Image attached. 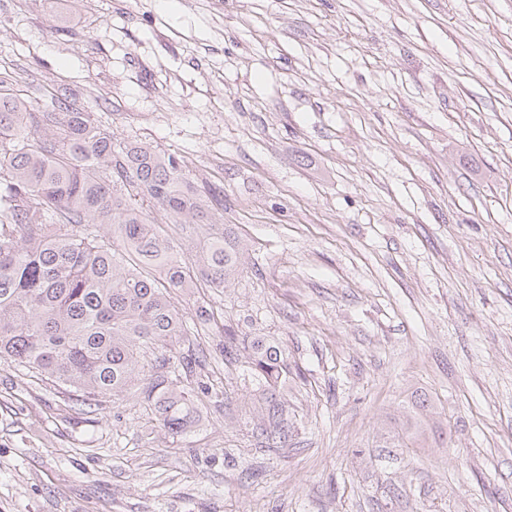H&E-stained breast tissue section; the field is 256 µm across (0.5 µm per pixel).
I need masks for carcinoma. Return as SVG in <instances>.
Listing matches in <instances>:
<instances>
[{
    "label": "carcinoma",
    "instance_id": "carcinoma-1",
    "mask_svg": "<svg viewBox=\"0 0 512 512\" xmlns=\"http://www.w3.org/2000/svg\"><path fill=\"white\" fill-rule=\"evenodd\" d=\"M43 104L0 76V360H10L92 406L137 380L150 359L148 414L176 437L199 427L212 385L202 359L178 349L187 326L171 292L226 288L243 265L220 222L219 192L198 189L181 160L113 137L65 87ZM181 231L174 244L153 213ZM111 226L118 253L92 230ZM248 364L264 384L250 411L261 448L288 447L284 360L252 338Z\"/></svg>",
    "mask_w": 512,
    "mask_h": 512
}]
</instances>
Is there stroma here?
Wrapping results in <instances>:
<instances>
[{"instance_id":"35a3bbf8","label":"stroma","mask_w":512,"mask_h":512,"mask_svg":"<svg viewBox=\"0 0 512 512\" xmlns=\"http://www.w3.org/2000/svg\"><path fill=\"white\" fill-rule=\"evenodd\" d=\"M4 72L223 188L246 258L173 297L189 438L0 362V512H512V0H0ZM228 327L283 352L284 450Z\"/></svg>"}]
</instances>
